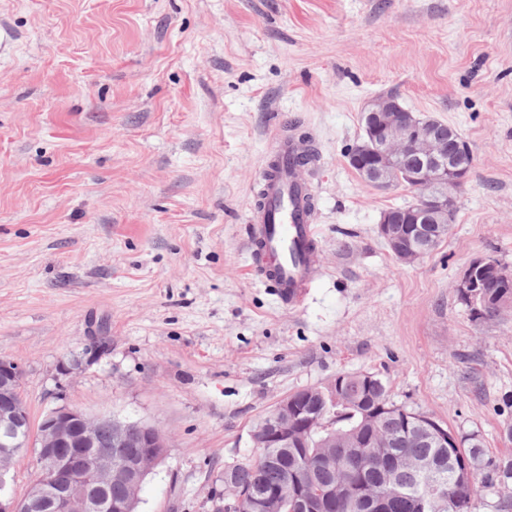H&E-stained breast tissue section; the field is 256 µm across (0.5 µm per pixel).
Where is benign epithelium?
<instances>
[{"label": "benign epithelium", "instance_id": "obj_1", "mask_svg": "<svg viewBox=\"0 0 512 512\" xmlns=\"http://www.w3.org/2000/svg\"><path fill=\"white\" fill-rule=\"evenodd\" d=\"M363 115L369 122L368 141L349 148V162L369 184L383 190L406 187L415 192V200L405 208L406 216L384 210L377 224L378 235L392 255L404 264H413L429 254L435 240L448 235L451 190L467 178L468 167L448 158L447 124L414 118L391 95L371 99ZM488 278L501 288L493 302L484 292ZM455 288L479 320L497 318L512 307V272L492 259H473ZM21 378L15 362L0 358V491L6 473L32 435L29 410L20 393ZM308 398L305 389L281 398L251 432L253 447L308 448L313 438L317 446L334 448L344 456L362 447L358 432L337 423L330 410L307 411ZM357 411L361 424L374 431L383 427L394 407L377 395L372 407ZM403 422L407 432L433 448L464 443L431 419L422 422L405 412ZM34 435L36 478L21 498L0 495V512H33L38 506L51 512H131L139 502L141 486L169 448L168 437L154 425L132 423L108 413L89 416L65 405L48 412ZM449 470L473 488V467L466 457H449ZM115 481L127 488L126 498L118 504L107 495ZM385 488L386 493L378 495L364 484L350 482L315 488L300 478L271 490L262 500L246 503V507L248 512H270L291 502L298 512H326L325 504L343 493L371 498L374 512H384L388 497L398 492L394 474L387 476Z\"/></svg>", "mask_w": 512, "mask_h": 512}]
</instances>
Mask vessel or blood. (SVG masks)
Returning a JSON list of instances; mask_svg holds the SVG:
<instances>
[{"label": "vessel or blood", "instance_id": "1", "mask_svg": "<svg viewBox=\"0 0 512 512\" xmlns=\"http://www.w3.org/2000/svg\"><path fill=\"white\" fill-rule=\"evenodd\" d=\"M302 153L295 138L279 143V168L263 178V203L248 233V246L258 258L256 275L292 308L303 303L320 275L314 259L318 226L308 206L313 191L300 167L292 163Z\"/></svg>", "mask_w": 512, "mask_h": 512}]
</instances>
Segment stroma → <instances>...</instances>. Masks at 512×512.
Returning <instances> with one entry per match:
<instances>
[{"label": "stroma", "instance_id": "1", "mask_svg": "<svg viewBox=\"0 0 512 512\" xmlns=\"http://www.w3.org/2000/svg\"><path fill=\"white\" fill-rule=\"evenodd\" d=\"M1 26L0 358L32 423L65 404L162 430L139 512H216L256 424L342 372L512 455V308L478 321L455 291L472 259L512 269V0H0ZM382 94L475 157L411 265L377 223L413 193L345 157ZM291 133L318 158L297 309L246 233Z\"/></svg>", "mask_w": 512, "mask_h": 512}]
</instances>
